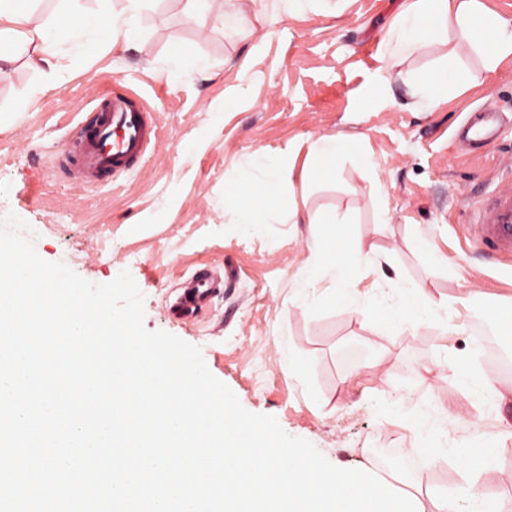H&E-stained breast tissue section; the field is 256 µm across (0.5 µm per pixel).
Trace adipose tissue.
Segmentation results:
<instances>
[{"label":"adipose tissue","instance_id":"obj_1","mask_svg":"<svg viewBox=\"0 0 512 512\" xmlns=\"http://www.w3.org/2000/svg\"><path fill=\"white\" fill-rule=\"evenodd\" d=\"M143 0H127L123 14H107L98 23L87 21V0H59L55 16L41 23L33 22L23 0H0V76L18 59L47 78L62 72L61 57L86 53L103 36L136 23ZM457 33L462 41L484 48L485 64L492 67L512 56V27L490 12L483 0H408L394 33L393 56L423 46L433 40L448 42L447 69H433L419 78V87L409 104L412 111L429 112L448 95L454 84L466 83L470 75L457 61L459 43L448 41L449 33ZM286 171L282 160L262 155L250 159L236 187L224 197V208L234 213L236 223L257 224L276 217L279 191ZM296 224H322L319 244L314 251L312 267L298 284L300 294L313 297L327 290L332 302L345 300L348 287L354 284L361 270L381 273L388 258L368 257L360 244L346 231L344 217L328 214L321 217L299 209L288 214ZM471 294H463L455 302L434 300L425 296L419 285L395 273L393 286L372 297L373 306L386 311L392 324L409 330L433 323L441 326L455 321L460 308L469 307ZM442 365L472 399L500 406L512 401V388L503 389L480 370L463 364L454 354H445ZM416 447L427 449L429 455L445 453L461 465L466 483L460 491L467 504L465 512H489L488 500L479 489L481 477L492 469L497 442L476 447L465 443L437 450L434 434L425 418L416 417L406 423Z\"/></svg>","mask_w":512,"mask_h":512}]
</instances>
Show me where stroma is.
Here are the masks:
<instances>
[{
    "mask_svg": "<svg viewBox=\"0 0 512 512\" xmlns=\"http://www.w3.org/2000/svg\"><path fill=\"white\" fill-rule=\"evenodd\" d=\"M402 5L345 0L338 15L319 7L287 15L280 0H252L241 30L225 26L224 0H204V28L184 0H145L135 29L66 58L62 78L44 80L22 60L0 78V219L24 220L41 258L90 282L129 271L148 329L197 346L249 412L275 416L333 465L374 475L381 450L411 453L403 422L419 412L447 407L451 443L479 446L512 428L511 403L484 409L435 365L443 347L483 364L470 321L512 307V256L478 250L462 230L484 223L490 203L512 191V58L489 70L468 52L470 85L434 111H411L410 79L442 65L447 47L431 42L391 64L385 36ZM177 49L207 70L173 71ZM113 85L154 112L158 139L137 168L82 186L54 163ZM481 112L498 114L496 139L460 143L458 131ZM322 136L354 146L328 172L309 162ZM257 154L289 162L292 185L274 221L241 225L225 211L224 191ZM292 203L348 214L347 233L364 252L389 254L433 298L475 293L458 329L404 331L381 312L358 315V297L303 298L298 282L315 238L308 225L289 224ZM205 266L223 284L195 319L181 320L170 310L173 290ZM462 475L441 457L403 489L427 507ZM481 487L512 512V441Z\"/></svg>",
    "mask_w": 512,
    "mask_h": 512,
    "instance_id": "obj_1",
    "label": "stroma"
}]
</instances>
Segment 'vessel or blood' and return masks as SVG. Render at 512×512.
Returning a JSON list of instances; mask_svg holds the SVG:
<instances>
[{
	"instance_id": "b4317fda",
	"label": "vessel or blood",
	"mask_w": 512,
	"mask_h": 512,
	"mask_svg": "<svg viewBox=\"0 0 512 512\" xmlns=\"http://www.w3.org/2000/svg\"><path fill=\"white\" fill-rule=\"evenodd\" d=\"M157 138L148 109L125 89L111 88L98 96L92 117L78 126L65 162L76 182L94 185L131 170ZM477 243L512 254V194L493 207L487 223L472 227ZM216 275L207 268L188 278L171 309L181 318L197 315L217 288Z\"/></svg>"
}]
</instances>
